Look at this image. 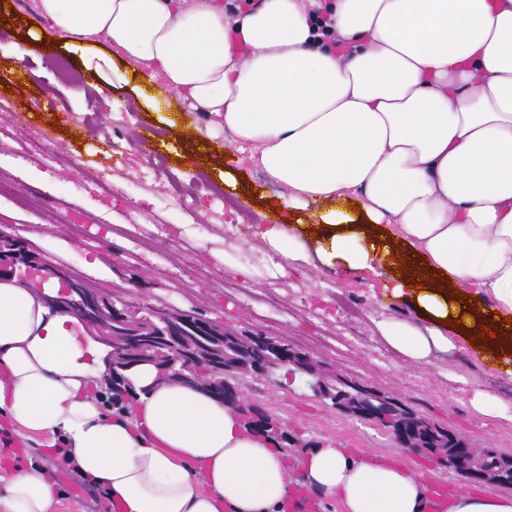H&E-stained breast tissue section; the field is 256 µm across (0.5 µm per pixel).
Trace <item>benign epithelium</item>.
<instances>
[{
  "instance_id": "obj_1",
  "label": "benign epithelium",
  "mask_w": 512,
  "mask_h": 512,
  "mask_svg": "<svg viewBox=\"0 0 512 512\" xmlns=\"http://www.w3.org/2000/svg\"><path fill=\"white\" fill-rule=\"evenodd\" d=\"M7 257L12 264L23 267L22 277L35 276L44 282L56 278L61 284L57 295L47 301L57 309L76 316L86 327L99 332L98 339L112 347L110 361L123 360L128 368L142 364L155 366L160 376H165L173 363L162 361L169 352L186 344L183 329L190 328L195 335L217 343L212 351L224 356V369H235L246 375H262L267 370L288 368V373L301 372L311 378L313 391L332 400L340 412L372 422L381 420L390 424L387 429L398 448L420 453L419 431L429 424V419L395 400L365 385L349 381L340 376H326L320 366L305 353H294L288 344L266 336H240L223 324L183 312H155L153 317L141 315L142 308L126 304L115 307L112 301L101 295L88 282L77 281L67 274L51 268L30 254L19 238L0 229V259ZM189 382L196 384L227 406L241 408L245 423L279 443L292 442L288 432L279 422L263 411L245 406L236 387L214 377L190 376ZM443 439H434L428 456L443 460L453 456L454 462L464 471L466 478L476 485L502 486L506 479L497 470L488 468L476 459L478 449L467 440L458 441L448 430H441Z\"/></svg>"
}]
</instances>
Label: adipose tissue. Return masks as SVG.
<instances>
[{
    "label": "adipose tissue",
    "instance_id": "ef3b65f1",
    "mask_svg": "<svg viewBox=\"0 0 512 512\" xmlns=\"http://www.w3.org/2000/svg\"><path fill=\"white\" fill-rule=\"evenodd\" d=\"M41 21L0 43L27 74L41 25L63 39L93 90L113 78L176 93L205 113L185 153L230 133L239 154L284 187L296 223L257 225L259 270L321 262L386 272L383 288L416 320L375 323L402 360L484 345L512 370V0H36ZM107 43L111 54L97 51ZM125 68L112 69V53ZM56 281L0 278V415L122 512H283L296 488L344 512H512L485 490L433 498L397 454L326 441L289 466L286 449L196 385L126 371L123 408L106 405L108 347L51 308ZM470 313L468 321L457 311ZM491 337H484V330ZM0 512H51L57 487L9 467Z\"/></svg>",
    "mask_w": 512,
    "mask_h": 512
}]
</instances>
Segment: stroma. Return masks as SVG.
Listing matches in <instances>:
<instances>
[{
	"mask_svg": "<svg viewBox=\"0 0 512 512\" xmlns=\"http://www.w3.org/2000/svg\"><path fill=\"white\" fill-rule=\"evenodd\" d=\"M36 20L34 0L0 4V41L21 38ZM65 53L64 44L51 39L29 63L42 79L22 93L10 85L0 90V201L6 204L1 230L24 241L38 258L93 284L112 302L156 312L194 311L239 335L288 343L326 371L402 401L475 447L512 455V419L479 417L468 405L474 385L512 403L511 376L474 351L441 354L429 365L400 361L375 322L412 312L387 297L381 277L372 272L340 275L319 264L284 277L263 274L244 285L224 263L251 256L255 227L275 210L280 187L235 151L227 133L195 156L174 152L194 127L204 126L201 116L191 127L158 129L165 148L144 152L134 136L157 129L153 107L122 85L113 89L108 104L89 91L83 100L69 101L61 87L87 88L94 77L75 59L68 78H59L53 62ZM44 103L49 113H42ZM114 110L121 120H111ZM26 167L49 173L52 188L25 181ZM86 169L111 184V197L83 180ZM223 170L235 176L237 189L221 183ZM138 196L151 202L135 215L128 202ZM75 221L88 226L90 238L73 236L69 225ZM189 223L193 232H184ZM102 224L109 225L110 238H97ZM163 224L178 228L179 236L161 233ZM216 251L225 253V261L213 259ZM96 257L106 265L104 274L88 266ZM235 384L246 404L269 413L300 447L330 439L372 455L395 451L382 426L336 410L311 389L305 375L289 378L280 372L271 380L244 377ZM5 455L20 465L38 463L52 476L61 493L52 512H104L107 502L98 489L62 467L51 449L15 439ZM400 459L430 485L470 486L465 476L425 456L404 452Z\"/></svg>",
	"mask_w": 512,
	"mask_h": 512,
	"instance_id": "stroma-1",
	"label": "stroma"
}]
</instances>
